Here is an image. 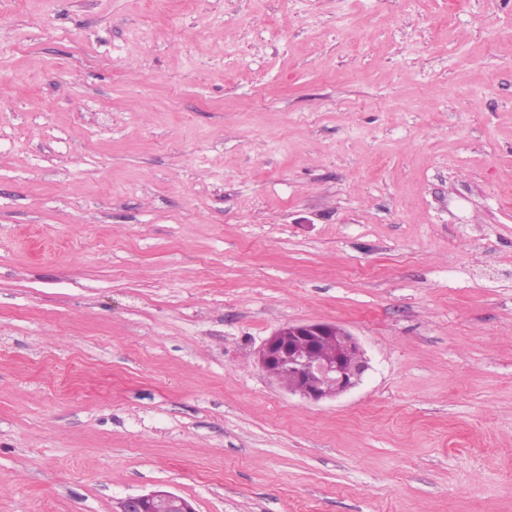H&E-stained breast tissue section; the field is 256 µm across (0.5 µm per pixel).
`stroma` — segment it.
<instances>
[{"label":"stroma","mask_w":512,"mask_h":512,"mask_svg":"<svg viewBox=\"0 0 512 512\" xmlns=\"http://www.w3.org/2000/svg\"><path fill=\"white\" fill-rule=\"evenodd\" d=\"M159 486L512 512V0H0V512ZM328 340L334 348L321 344ZM321 344V345H320ZM320 345V346H319ZM257 363L274 382L306 403L336 399L363 381L370 369L358 339L342 325L307 321L287 323L268 336ZM291 377L287 384L283 378Z\"/></svg>","instance_id":"1"}]
</instances>
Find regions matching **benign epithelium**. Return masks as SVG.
<instances>
[{"mask_svg": "<svg viewBox=\"0 0 512 512\" xmlns=\"http://www.w3.org/2000/svg\"><path fill=\"white\" fill-rule=\"evenodd\" d=\"M328 340L334 348L318 352ZM257 363L274 382L306 403L336 399L363 381L370 369L358 339L345 327L331 322L287 323L268 336L257 351ZM165 498L174 512H195L184 497L166 490L125 499L121 512H150L152 502Z\"/></svg>", "mask_w": 512, "mask_h": 512, "instance_id": "1", "label": "benign epithelium"}]
</instances>
